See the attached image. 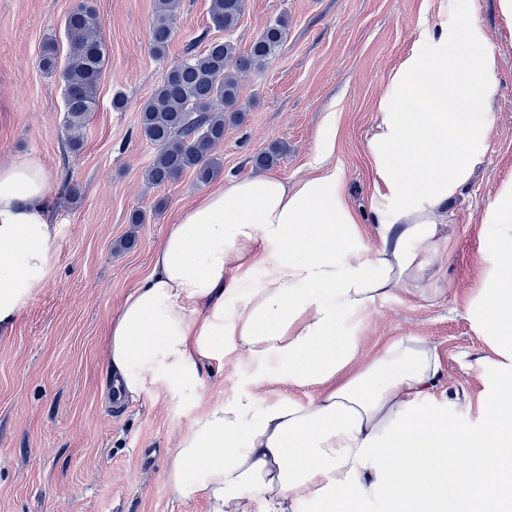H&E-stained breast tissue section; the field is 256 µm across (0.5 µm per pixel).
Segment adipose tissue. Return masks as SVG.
Listing matches in <instances>:
<instances>
[{
	"label": "adipose tissue",
	"instance_id": "1",
	"mask_svg": "<svg viewBox=\"0 0 512 512\" xmlns=\"http://www.w3.org/2000/svg\"><path fill=\"white\" fill-rule=\"evenodd\" d=\"M495 57L466 0H450L437 33L391 76L368 141L375 246L327 168L294 184L229 181L171 226L151 275L109 324L122 395L201 382L228 353L274 360L276 379L318 388L310 402L262 410L244 388L196 414L167 474L176 499L204 498L210 512H297L302 502L311 512H512V183L483 213L485 268L467 307L497 356L482 422L449 417L439 355L419 337L393 339L345 372L359 320L380 301L445 293L448 203L490 148ZM48 186L38 159L0 165V325L44 278L55 240ZM259 266L266 277L250 283Z\"/></svg>",
	"mask_w": 512,
	"mask_h": 512
}]
</instances>
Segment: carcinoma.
<instances>
[{"mask_svg":"<svg viewBox=\"0 0 512 512\" xmlns=\"http://www.w3.org/2000/svg\"><path fill=\"white\" fill-rule=\"evenodd\" d=\"M247 0H210L213 25L226 33L237 27ZM178 0H158L152 24V50L165 55L174 33ZM69 55L57 69V46L52 40L43 48V69L59 72L65 101L67 146L81 150L89 114L96 110L97 90L108 56L102 38V20L88 0H77L64 23ZM288 37V17L277 16L268 22L247 53L241 54L229 39H213L204 49H189L173 65L141 107L140 135L155 146L156 153L145 170L150 186L173 182L191 171L202 184L210 183L220 164L214 157L224 142L227 126L240 125L246 112L239 106V74L264 66ZM288 151L278 143L256 155L257 169H270Z\"/></svg>","mask_w":512,"mask_h":512,"instance_id":"carcinoma-1","label":"carcinoma"}]
</instances>
